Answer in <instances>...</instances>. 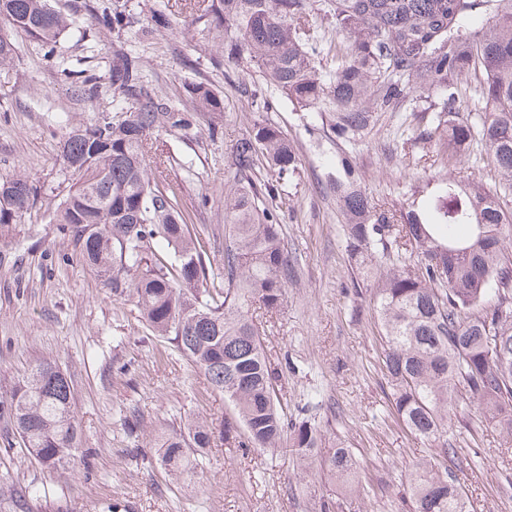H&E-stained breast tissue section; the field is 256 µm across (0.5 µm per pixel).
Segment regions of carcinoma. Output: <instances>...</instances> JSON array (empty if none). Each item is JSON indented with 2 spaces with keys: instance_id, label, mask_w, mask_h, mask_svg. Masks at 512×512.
<instances>
[{
  "instance_id": "obj_1",
  "label": "carcinoma",
  "mask_w": 512,
  "mask_h": 512,
  "mask_svg": "<svg viewBox=\"0 0 512 512\" xmlns=\"http://www.w3.org/2000/svg\"><path fill=\"white\" fill-rule=\"evenodd\" d=\"M83 8L99 29L118 36L136 23L106 0ZM473 8V0H331L329 13L347 46L328 73L317 68V42L299 26L310 0H207L195 20L224 38V61L249 63L300 107L319 106L348 144L374 127L378 113L397 111L409 93H440L434 133L448 164L469 160L479 145L512 187V0L478 30L470 28ZM0 19L50 55L74 24L48 0H0ZM471 71L484 76V107L474 120L460 121L454 79ZM107 80L122 106L72 128L61 142L65 194L55 223L112 296L133 303L150 335L167 339L224 394V433L242 436L245 448H276L290 432L288 417L250 308H278L294 264L279 213L265 203L278 188L241 177L262 160L282 179L296 172L299 158L267 123L234 143L231 166L239 179L224 192V287L210 288L203 241L176 193L152 173L171 164L153 150L152 138L190 130L200 112L222 114L224 101L196 82L186 88L194 109L176 107L149 88L141 58L122 47L112 52ZM99 88L88 76L74 92L89 102ZM356 182L350 159L342 158L333 190L350 256L372 260L363 275L376 288L396 419L432 442L434 458L452 450L467 401L512 435V255L505 245L512 217L473 180H443L426 208L398 216L378 210ZM40 197L27 176L0 179L1 238L15 232ZM73 394L71 376L57 361L38 362L0 399L3 430L42 465L70 466L79 442ZM184 428L165 435L149 463L186 482L198 468L192 449L211 447L214 427L191 419ZM290 433L296 457L315 463L320 423L305 417ZM322 465L343 478L357 461L339 443ZM410 491L414 512H467L460 483L429 461L414 472Z\"/></svg>"
}]
</instances>
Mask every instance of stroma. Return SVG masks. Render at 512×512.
I'll return each instance as SVG.
<instances>
[{
    "label": "stroma",
    "mask_w": 512,
    "mask_h": 512,
    "mask_svg": "<svg viewBox=\"0 0 512 512\" xmlns=\"http://www.w3.org/2000/svg\"><path fill=\"white\" fill-rule=\"evenodd\" d=\"M314 2L309 25L323 68L332 70L346 40L336 32L328 0ZM110 3L140 25L149 24L156 9L172 20L171 30L147 40L137 28L122 36L139 54L151 89L189 109L193 103L185 87L202 81L224 100L220 119L202 114L189 131L159 136L161 149L174 159L163 177L201 234L215 274L224 272V189L235 176L232 145L267 122L298 154L300 164L290 178L261 168L253 174L258 184L281 183L273 203L297 276L276 311L256 307L252 314L270 362L282 370L279 390L289 415L316 400L327 444L344 443L358 466L347 488L326 470H305L289 445L246 452L225 441L223 393L212 390L166 340L145 341L137 309L103 287L54 224V206L46 202L14 237L0 241V393L39 360H56L74 380L78 461L70 470L48 469L0 436V476L13 478L27 512H109L116 501L119 512H320L324 496L335 499L336 512H409L410 473L431 451L391 413L375 290L361 282L345 248L332 181L347 155L379 209L419 207L424 197L417 188L427 178H469L495 188L490 158H472L456 168L423 166L421 156L440 148L420 139L435 116L415 93L397 114L382 113L354 146L337 140L317 109L299 107L280 92L267 91L268 108L256 110L248 92L262 88L261 77L249 64L225 63L222 41L192 20L185 0ZM14 40L13 61L0 66V176L24 174L54 187L63 180L60 141L72 127L113 107L107 88L94 101L77 100L61 70L105 75L114 37L84 14L62 40L61 58L47 57L23 34ZM185 159L193 163L187 171L180 166ZM132 412L144 420L136 437L122 426ZM192 415L212 424L217 437L187 488L132 451L154 455L155 435L180 428ZM462 417L469 432L444 467L463 486L468 512H512V436L475 407Z\"/></svg>",
    "instance_id": "stroma-1"
}]
</instances>
